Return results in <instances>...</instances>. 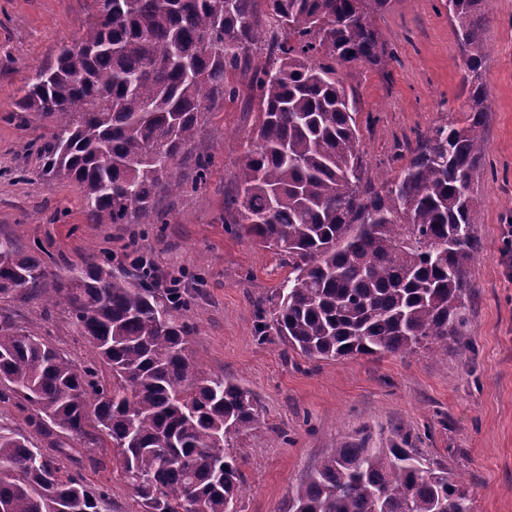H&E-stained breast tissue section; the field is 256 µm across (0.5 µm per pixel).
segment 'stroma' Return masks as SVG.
<instances>
[{
  "label": "stroma",
  "mask_w": 512,
  "mask_h": 512,
  "mask_svg": "<svg viewBox=\"0 0 512 512\" xmlns=\"http://www.w3.org/2000/svg\"><path fill=\"white\" fill-rule=\"evenodd\" d=\"M98 0H0V238L41 255L53 273L90 255L126 267L125 253L153 261L163 278L200 285L186 312L197 329L193 349L209 373L250 390L260 424L245 436L244 484L234 512H288L289 496L341 441L367 438L385 448L402 435L426 459L462 474L474 512H512V0H486L489 91L485 159L475 176L478 254L467 286V354L310 359L278 336L260 340L257 306L288 270L242 235L224 207L258 121L250 75L230 80L240 94L209 104L193 148L177 166L179 190L160 193L159 224H91L80 189L42 178L33 130L14 120L20 89L54 61L60 45L79 40ZM387 42L384 68L341 66L337 76L356 102L365 179L373 188L396 177L417 135L462 122L458 104L465 65L443 0H395L374 18ZM210 160L197 181L198 157ZM0 310L41 332L77 361L89 347L41 299H0Z\"/></svg>",
  "instance_id": "35a3bbf8"
}]
</instances>
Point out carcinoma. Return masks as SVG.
I'll return each mask as SVG.
<instances>
[{
	"label": "carcinoma",
	"instance_id": "cac0c4a2",
	"mask_svg": "<svg viewBox=\"0 0 512 512\" xmlns=\"http://www.w3.org/2000/svg\"><path fill=\"white\" fill-rule=\"evenodd\" d=\"M100 0L82 39L20 92L42 174L79 186L90 224H154V199L206 103L251 72L259 120L226 209L284 256L288 275L257 325L307 358L448 351L461 340L477 250L473 181L486 151L484 0H445L465 59L463 123L431 128L382 191L364 184L357 109L336 65L388 56L373 16L391 0ZM266 51L265 60L254 55ZM109 161L100 159L101 150ZM46 261L0 239V296L43 298L90 344L80 364L0 313V512H111L83 470L112 464L141 512H233L252 393L207 373L184 313L198 289L159 287L143 259L95 256L45 287ZM288 512H473L454 471L410 447L345 442L292 492Z\"/></svg>",
	"mask_w": 512,
	"mask_h": 512
}]
</instances>
